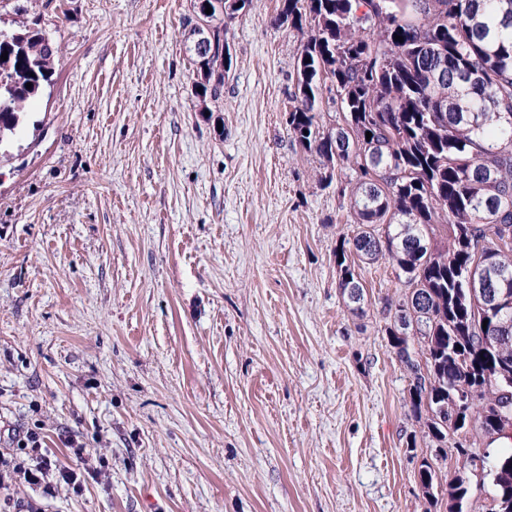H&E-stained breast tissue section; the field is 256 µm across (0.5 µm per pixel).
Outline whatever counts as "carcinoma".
I'll return each instance as SVG.
<instances>
[{
	"mask_svg": "<svg viewBox=\"0 0 512 512\" xmlns=\"http://www.w3.org/2000/svg\"><path fill=\"white\" fill-rule=\"evenodd\" d=\"M243 10L199 14L205 41L217 48L198 56L202 94H224V31ZM281 23L307 33L296 64L287 126L305 149L330 167L356 173L350 207L358 232L336 245L339 288L361 309L362 262L387 259L412 299V308L386 298L394 312L388 342L412 377L413 413L425 427L435 457L454 448L480 453L449 432L472 426L492 438L512 413V310L494 312L498 292L512 294V0H282ZM403 41L395 40V36ZM0 144L16 134L29 100L41 91L57 48L35 31L0 36ZM336 90L344 125L323 130L320 89ZM372 133L366 138V133ZM448 247L436 242L438 226ZM474 271L471 295L467 273ZM418 337L421 357L409 351ZM497 337L490 347L485 337ZM479 400L452 414L457 387ZM486 466L512 469V449L488 450ZM426 496L440 485L432 463L419 469ZM485 484L496 496L491 512H512V477ZM477 490L474 470L463 466L448 482V512H462Z\"/></svg>",
	"mask_w": 512,
	"mask_h": 512,
	"instance_id": "1",
	"label": "carcinoma"
}]
</instances>
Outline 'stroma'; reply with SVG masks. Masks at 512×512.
<instances>
[{
	"label": "stroma",
	"mask_w": 512,
	"mask_h": 512,
	"mask_svg": "<svg viewBox=\"0 0 512 512\" xmlns=\"http://www.w3.org/2000/svg\"><path fill=\"white\" fill-rule=\"evenodd\" d=\"M194 0H0V30L58 48L0 159V452L40 430L81 494L7 482L42 512H446L418 481L435 445L388 343L391 263L352 235L335 172L288 134L304 34L281 0L226 31L221 100L197 95Z\"/></svg>",
	"instance_id": "1"
}]
</instances>
